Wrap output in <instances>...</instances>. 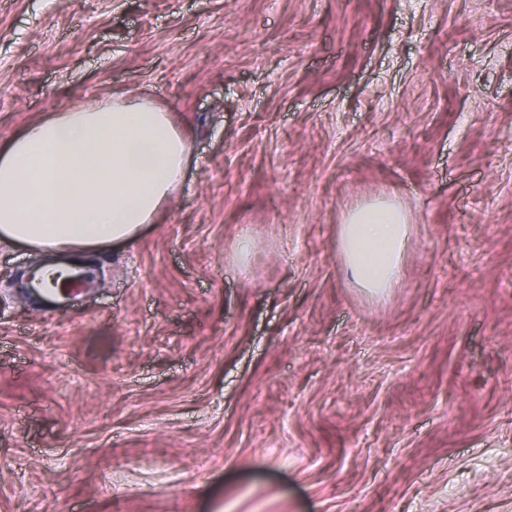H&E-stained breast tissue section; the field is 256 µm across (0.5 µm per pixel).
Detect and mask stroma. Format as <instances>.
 <instances>
[{"instance_id": "1", "label": "stroma", "mask_w": 512, "mask_h": 512, "mask_svg": "<svg viewBox=\"0 0 512 512\" xmlns=\"http://www.w3.org/2000/svg\"><path fill=\"white\" fill-rule=\"evenodd\" d=\"M121 95L186 180L66 315L0 243V512H512V0H0V143ZM406 215L390 202L352 210L339 227L345 264L362 288L382 293L399 280L408 225Z\"/></svg>"}]
</instances>
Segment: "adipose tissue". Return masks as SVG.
Returning a JSON list of instances; mask_svg holds the SVG:
<instances>
[{"mask_svg": "<svg viewBox=\"0 0 512 512\" xmlns=\"http://www.w3.org/2000/svg\"><path fill=\"white\" fill-rule=\"evenodd\" d=\"M190 147L167 113L140 100L97 101L25 124L0 144V243L39 251L130 243L181 187ZM406 215L390 202L352 210L339 243L354 281H398Z\"/></svg>", "mask_w": 512, "mask_h": 512, "instance_id": "ef3b65f1", "label": "adipose tissue"}]
</instances>
